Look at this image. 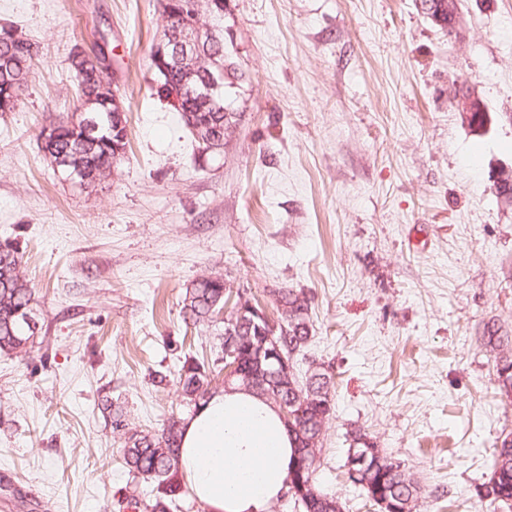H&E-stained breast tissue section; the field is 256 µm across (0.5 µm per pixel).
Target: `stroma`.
<instances>
[{"label":"stroma","mask_w":512,"mask_h":512,"mask_svg":"<svg viewBox=\"0 0 512 512\" xmlns=\"http://www.w3.org/2000/svg\"><path fill=\"white\" fill-rule=\"evenodd\" d=\"M0 24L39 50L23 107L0 112V242L39 322L0 354V512H145L102 402L139 431L188 415L153 378L218 357L181 313L211 274L271 310L310 298L307 356L335 381L322 491L375 512L344 475L361 429L419 478L423 512H489L474 488L512 429L479 341L488 320L512 330V201L491 181L512 166V0H460L452 36L418 0H227L241 118L207 155L154 90L161 0H0ZM100 45L127 146L83 188L40 129L77 105L73 52ZM467 91L484 126L456 109Z\"/></svg>","instance_id":"1"}]
</instances>
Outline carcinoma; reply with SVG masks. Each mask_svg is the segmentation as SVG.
I'll return each mask as SVG.
<instances>
[{
    "instance_id": "cac0c4a2",
    "label": "carcinoma",
    "mask_w": 512,
    "mask_h": 512,
    "mask_svg": "<svg viewBox=\"0 0 512 512\" xmlns=\"http://www.w3.org/2000/svg\"><path fill=\"white\" fill-rule=\"evenodd\" d=\"M432 3L434 12L429 17L440 16L441 27L453 30L457 11L456 0H420ZM189 0H171V12L166 16L167 25L173 27L191 20ZM198 18L211 19L216 26L208 52L216 60L233 64L224 47V0H200ZM158 55L150 50V68L157 78L156 94L168 98V89L183 80L186 67L172 68L164 74L155 65ZM38 56L32 43L13 27L0 26V112H15L23 104L22 92L28 74ZM80 88V102L75 111L66 116L49 118L42 131L47 133L43 149L50 155L64 156L70 166L63 168L67 177L83 186H92L106 178L112 167L125 158L116 153L112 144L119 133L114 131L112 114L117 112L114 93L109 80V67L103 64L99 53L77 52L72 56ZM237 90L232 83H224V92L213 98L198 95L185 96L178 112L184 125H199L203 131L219 139H230L225 132V111H237ZM91 118L97 129L91 130L84 120ZM230 296L224 277L210 275L198 279L186 289L181 313L187 325L212 327L216 335L224 337V322L214 319L212 307L224 306ZM278 303L281 312L270 321L266 331L274 336L296 366L288 390V401L298 404L301 416L295 420L297 429L289 430L294 451V467L288 477L287 495L303 512H344L340 499L324 493L317 483L319 465L314 463V453H322L323 442L315 449L306 447L304 439L321 433L322 422L317 417L327 408H335V390L331 366L315 360L307 368H297L298 357L304 355L312 334L309 311L310 299L292 288L281 292ZM37 299L21 270V253L13 245L0 244V352L20 353L26 349L34 332L20 322V314L35 315ZM482 345L493 359L494 385L497 395L512 401V335L494 322L483 326ZM215 369L205 361L184 358L175 373L176 385L186 406L197 408L213 394L212 381ZM112 429L124 437L122 459L133 477L156 485L157 495L150 512H168L182 493L175 477L179 472L181 445V418L171 416L158 431H137L126 428L123 408L112 410ZM512 430L501 433L492 444L489 472L482 483L475 487L476 496L495 506V509H512ZM367 501L375 496L398 498L408 504L409 512H418L422 498L420 480L409 471L405 461L378 449V456L370 458V465L361 473Z\"/></svg>"
}]
</instances>
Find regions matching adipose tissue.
<instances>
[{
  "instance_id": "adipose-tissue-1",
  "label": "adipose tissue",
  "mask_w": 512,
  "mask_h": 512,
  "mask_svg": "<svg viewBox=\"0 0 512 512\" xmlns=\"http://www.w3.org/2000/svg\"><path fill=\"white\" fill-rule=\"evenodd\" d=\"M279 412L235 386L184 420L179 471L205 512H268L287 489L293 450Z\"/></svg>"
}]
</instances>
